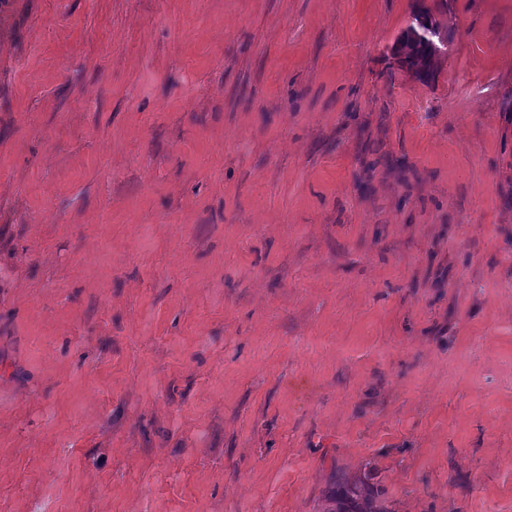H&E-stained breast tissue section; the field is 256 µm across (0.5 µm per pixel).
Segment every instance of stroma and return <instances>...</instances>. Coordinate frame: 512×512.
<instances>
[{
	"mask_svg": "<svg viewBox=\"0 0 512 512\" xmlns=\"http://www.w3.org/2000/svg\"><path fill=\"white\" fill-rule=\"evenodd\" d=\"M0 0V512H512V0ZM384 493L364 476L339 477L322 512H392Z\"/></svg>",
	"mask_w": 512,
	"mask_h": 512,
	"instance_id": "stroma-1",
	"label": "stroma"
}]
</instances>
